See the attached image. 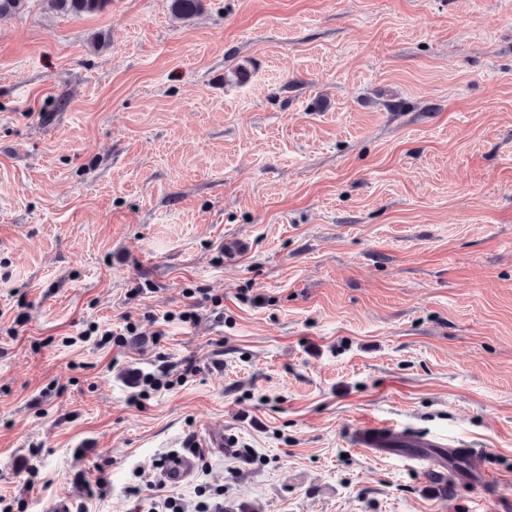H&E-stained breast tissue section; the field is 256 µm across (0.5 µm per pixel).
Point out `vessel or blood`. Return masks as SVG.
<instances>
[{
    "label": "vessel or blood",
    "instance_id": "1",
    "mask_svg": "<svg viewBox=\"0 0 512 512\" xmlns=\"http://www.w3.org/2000/svg\"><path fill=\"white\" fill-rule=\"evenodd\" d=\"M352 441L355 447L380 457L391 455L394 447H406L408 459L425 477L436 481L452 478L457 484L477 487L487 480L482 450L467 449L465 455L468 463L460 468L456 465L455 449L450 448L446 441L403 429L393 422L359 427L353 431Z\"/></svg>",
    "mask_w": 512,
    "mask_h": 512
}]
</instances>
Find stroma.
<instances>
[{
	"label": "stroma",
	"mask_w": 512,
	"mask_h": 512,
	"mask_svg": "<svg viewBox=\"0 0 512 512\" xmlns=\"http://www.w3.org/2000/svg\"><path fill=\"white\" fill-rule=\"evenodd\" d=\"M170 6L0 21V496L130 512L197 441L185 512H512V0ZM379 420L498 494L354 448Z\"/></svg>",
	"instance_id": "stroma-1"
}]
</instances>
